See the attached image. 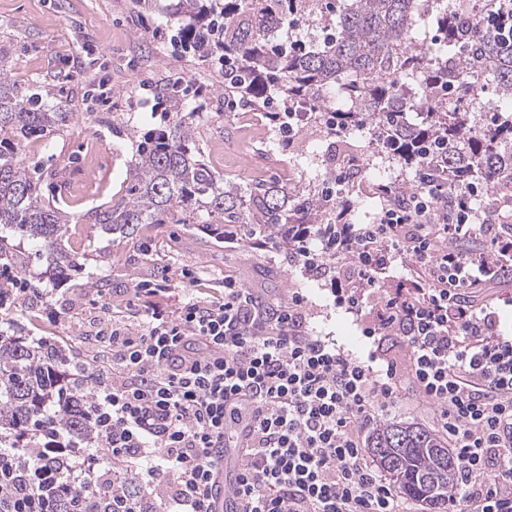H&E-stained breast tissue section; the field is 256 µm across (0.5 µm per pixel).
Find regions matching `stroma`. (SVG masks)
<instances>
[{
	"mask_svg": "<svg viewBox=\"0 0 512 512\" xmlns=\"http://www.w3.org/2000/svg\"><path fill=\"white\" fill-rule=\"evenodd\" d=\"M177 30L168 14L142 8L137 0H0V45L10 49L6 67L14 81L26 93L45 86L48 107L71 115L48 145L29 148L24 162L36 176L59 170V181H44L43 192L57 196L78 227L77 234L64 239V250L89 256L83 267L52 269L31 242L17 241L28 258L27 278L37 287L56 289L67 308L57 322L38 315L30 326L34 337H52L81 360L111 368L110 353L93 336L99 319H130L125 302L140 281L171 284V292L158 299L168 310H177L185 299L182 274L188 271L211 294L223 293L225 276H233L269 310L301 292L309 327L317 334L359 357L373 349L398 355L395 337H381L376 344L363 337L364 318L337 307L329 280L295 267L277 242L264 245L240 232L228 236L220 224L210 231L194 224H155L133 239L94 226L92 212L109 206L129 187L137 141L127 125L142 131L159 127L156 91L178 78L189 87L187 101L205 115L196 144L225 180L242 186L256 179L301 186L329 176L325 161L298 152L275 154L254 167L251 157L271 130L265 113H258L256 127L240 130L237 119L245 106L225 102L221 71L177 47L172 41ZM89 112L97 114V121L86 120ZM473 302L491 305L502 334L512 336L511 277L484 282ZM382 419L436 427L433 412L409 388L401 390Z\"/></svg>",
	"mask_w": 512,
	"mask_h": 512,
	"instance_id": "1",
	"label": "stroma"
}]
</instances>
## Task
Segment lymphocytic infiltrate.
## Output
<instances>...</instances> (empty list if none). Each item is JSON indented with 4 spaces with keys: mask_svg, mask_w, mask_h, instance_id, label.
<instances>
[{
    "mask_svg": "<svg viewBox=\"0 0 512 512\" xmlns=\"http://www.w3.org/2000/svg\"><path fill=\"white\" fill-rule=\"evenodd\" d=\"M422 195L386 210L373 224L341 226L334 291L348 313L362 314L367 290L397 261L416 280L390 298L364 336H396L397 361L359 358L310 329L306 299L292 293L263 312L250 289L224 280L219 296L188 293L178 312L154 300L158 288L136 283L133 323H103L97 336L112 368L95 370L96 406L105 416L111 465L138 468L159 490L149 512H211L221 464L215 454L242 424L243 466L234 493L242 512H407L388 479L367 460L362 432L397 399L402 380L435 411L460 473L461 512H512V338L494 311L476 310L464 293L480 287L487 263L467 260L454 240L482 235L494 252L512 254V234L472 220L471 197L448 192L419 171ZM442 223H431L434 202ZM51 457L59 498L94 494L87 463H70L56 441ZM0 512H55L0 466Z\"/></svg>",
    "mask_w": 512,
    "mask_h": 512,
    "instance_id": "f902f5d3",
    "label": "lymphocytic infiltrate"
}]
</instances>
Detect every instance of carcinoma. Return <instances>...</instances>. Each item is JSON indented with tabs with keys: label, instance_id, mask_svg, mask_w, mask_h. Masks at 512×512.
<instances>
[{
	"label": "carcinoma",
	"instance_id": "cac0c4a2",
	"mask_svg": "<svg viewBox=\"0 0 512 512\" xmlns=\"http://www.w3.org/2000/svg\"><path fill=\"white\" fill-rule=\"evenodd\" d=\"M419 2L343 0L335 11L326 0H176L170 17L195 57L224 58V95L256 110L274 100L282 112L306 108L333 148L365 128L368 140L359 150L371 161L384 144L397 145L388 155L404 170L424 169L450 187L487 184L490 194L512 197V116L501 115L478 133L471 119L480 78L491 77L501 95L512 97V43L479 25L484 16L512 11V0H461L465 12L448 8L446 0H429L424 10ZM313 22L324 31L319 43L280 38L287 26ZM431 23L442 30V41L429 38ZM7 52L0 45V267L20 276L26 256L6 243L3 231L37 242L50 264L65 258L78 264L76 255L62 252L70 230L65 215L44 197L21 157L31 140L63 129L72 113L53 112L41 95L22 93L3 68ZM406 84L414 85L417 98L404 97ZM157 96L170 112L164 126L149 133L128 128L142 140L129 165L127 194L94 215L103 232L131 238L143 224H222L278 237L290 249L304 227L315 225L323 240H336L350 208L342 190L325 183L302 193L224 180L195 148L200 113L166 88ZM450 99L458 106L448 108ZM401 112L407 119L390 124L388 116ZM420 193L415 180L379 190L393 205ZM1 292L10 293L8 304L23 315L37 306L7 281L0 282ZM60 363L73 370V401L58 410L52 428L102 451L100 427L87 414L95 403L87 365L47 338L0 342V446L18 447L20 433L33 436L42 405L60 390ZM367 448L398 493L426 504L428 512H448L459 476L445 440L418 425L384 422L369 434ZM114 484L141 495L132 474L114 472L81 502L83 512H119Z\"/></svg>",
	"mask_w": 512,
	"mask_h": 512
}]
</instances>
